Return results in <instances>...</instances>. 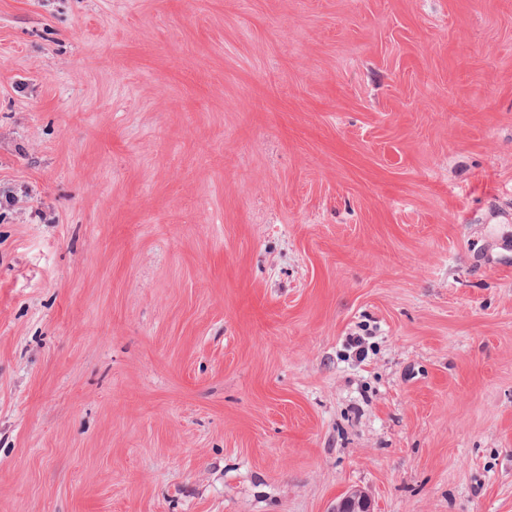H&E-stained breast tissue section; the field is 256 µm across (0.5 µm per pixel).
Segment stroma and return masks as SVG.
<instances>
[{
	"mask_svg": "<svg viewBox=\"0 0 512 512\" xmlns=\"http://www.w3.org/2000/svg\"><path fill=\"white\" fill-rule=\"evenodd\" d=\"M352 488L512 512V0H0V512Z\"/></svg>",
	"mask_w": 512,
	"mask_h": 512,
	"instance_id": "1",
	"label": "stroma"
}]
</instances>
